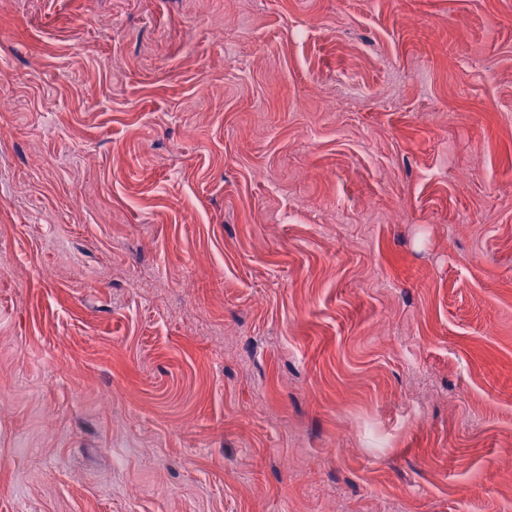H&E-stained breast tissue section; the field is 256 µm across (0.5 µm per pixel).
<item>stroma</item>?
Wrapping results in <instances>:
<instances>
[{
	"label": "stroma",
	"mask_w": 512,
	"mask_h": 512,
	"mask_svg": "<svg viewBox=\"0 0 512 512\" xmlns=\"http://www.w3.org/2000/svg\"><path fill=\"white\" fill-rule=\"evenodd\" d=\"M0 512H512V0H0Z\"/></svg>",
	"instance_id": "35a3bbf8"
}]
</instances>
